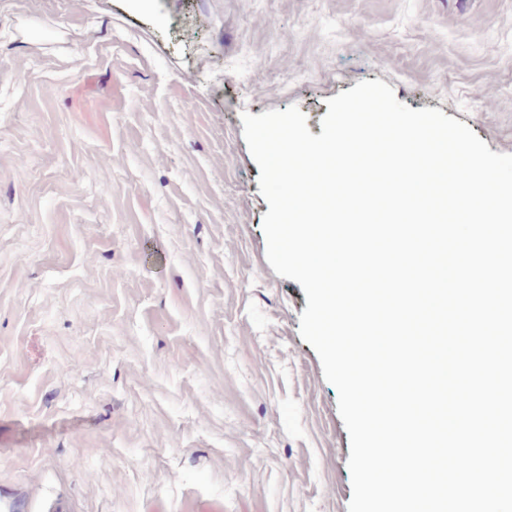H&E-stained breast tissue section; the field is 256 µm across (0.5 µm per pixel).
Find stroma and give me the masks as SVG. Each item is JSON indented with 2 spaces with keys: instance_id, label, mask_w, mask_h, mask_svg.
I'll use <instances>...</instances> for the list:
<instances>
[{
  "instance_id": "stroma-1",
  "label": "stroma",
  "mask_w": 512,
  "mask_h": 512,
  "mask_svg": "<svg viewBox=\"0 0 512 512\" xmlns=\"http://www.w3.org/2000/svg\"><path fill=\"white\" fill-rule=\"evenodd\" d=\"M376 79L512 154V0H0V512H348L241 115Z\"/></svg>"
}]
</instances>
